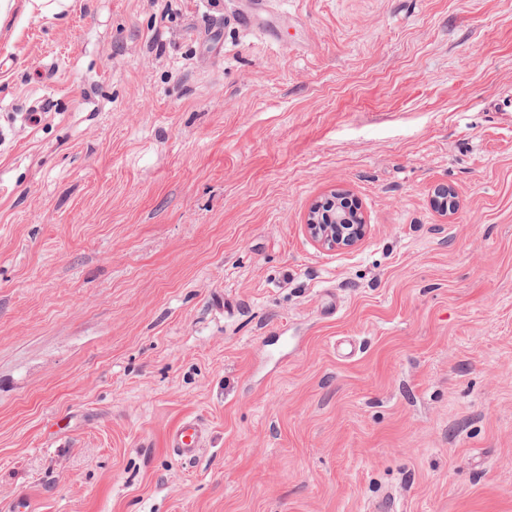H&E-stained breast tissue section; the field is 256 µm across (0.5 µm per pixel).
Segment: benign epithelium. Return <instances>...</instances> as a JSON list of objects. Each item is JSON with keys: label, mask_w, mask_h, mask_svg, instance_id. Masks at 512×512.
Here are the masks:
<instances>
[{"label": "benign epithelium", "mask_w": 512, "mask_h": 512, "mask_svg": "<svg viewBox=\"0 0 512 512\" xmlns=\"http://www.w3.org/2000/svg\"><path fill=\"white\" fill-rule=\"evenodd\" d=\"M305 227L319 248L336 250L355 246L365 236L367 224L359 208L346 207L332 196L308 207Z\"/></svg>", "instance_id": "1"}]
</instances>
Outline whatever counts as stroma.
<instances>
[{"label": "stroma", "instance_id": "stroma-1", "mask_svg": "<svg viewBox=\"0 0 512 512\" xmlns=\"http://www.w3.org/2000/svg\"><path fill=\"white\" fill-rule=\"evenodd\" d=\"M1 60L0 512H512V0L19 5ZM305 227L319 248L336 250L355 246L365 236L367 224L360 208L346 207L331 196L308 207ZM171 447L181 460H195L203 447L201 426L195 421L182 423L171 437Z\"/></svg>", "mask_w": 512, "mask_h": 512}]
</instances>
